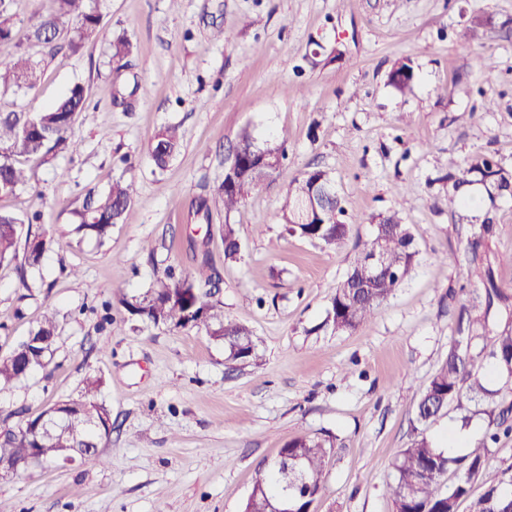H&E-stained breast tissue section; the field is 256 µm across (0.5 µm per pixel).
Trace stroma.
<instances>
[{"mask_svg": "<svg viewBox=\"0 0 512 512\" xmlns=\"http://www.w3.org/2000/svg\"><path fill=\"white\" fill-rule=\"evenodd\" d=\"M99 33L82 52L37 54L30 92L0 93V112L37 111L73 84L88 89L71 138L76 152L24 161L37 185L0 208L39 214L53 243L39 267L0 266V356L54 312L50 365L0 391V427L79 397L103 381L112 433L102 464L35 466L0 478L13 512H240L256 470L300 435L332 437L327 481L311 512H394L385 488L415 438V405L446 359L470 297L455 258L473 227L494 226L482 247L497 284L512 292V195L449 210L441 177L477 154L512 170V0H99ZM492 22L470 41L475 17ZM232 36L215 39V30ZM136 46L121 78L110 43ZM416 79L397 91L396 62ZM493 78H486V68ZM178 126L182 148L164 169L145 147ZM288 134V168L237 211L197 214L215 196L242 133ZM330 173L348 213L360 216L336 251L287 235L279 222L289 177ZM137 195L105 242L72 234L88 189L115 178ZM402 206L418 250L404 283L352 333L320 330L337 282L374 230L369 216ZM240 232L224 256V223ZM220 278L226 316L249 326L252 363L228 361L205 330L144 326L122 298L143 294L167 267ZM78 276H71V269ZM481 407L449 406L426 430L435 443L467 429L477 445ZM512 482V437L491 448L473 484Z\"/></svg>", "mask_w": 512, "mask_h": 512, "instance_id": "35a3bbf8", "label": "stroma"}]
</instances>
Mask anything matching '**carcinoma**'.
<instances>
[{"label":"carcinoma","mask_w":512,"mask_h":512,"mask_svg":"<svg viewBox=\"0 0 512 512\" xmlns=\"http://www.w3.org/2000/svg\"><path fill=\"white\" fill-rule=\"evenodd\" d=\"M94 0H45V9L31 20L25 29L16 27L11 12L12 0H0V91L32 90L38 81V62L30 50H54L65 39L68 50L78 53L86 40L94 36L101 16L93 7ZM135 46L127 38L112 43V59L120 62L133 54ZM88 101L87 88L76 83L50 108L38 112L11 111L0 113V197L15 195L31 185L34 173L18 165V158H35L49 162L58 153L74 148L69 133L76 115L84 111ZM287 137L267 141L261 148L271 162L269 175L263 179L253 173L261 158L255 156V141L247 134L239 140L240 152L231 186L218 189V201L228 215L238 209L251 195L265 190L270 181L284 174ZM182 136L179 127L161 129L148 143L147 156L153 164L164 168L180 151ZM498 167L497 177L489 180L491 187L512 182V173L487 155H474L454 166L445 178L452 182L448 207L466 205L460 193L471 177ZM323 170L312 168L288 182L281 224L290 235H298L336 250L345 244L350 224L344 217L341 201L329 203L337 211L339 222L331 214L310 206L317 192L315 183ZM137 190L132 182L119 177L109 191L86 194L77 210L76 232L105 239L112 227L125 223ZM38 215L26 219L0 209V265L23 258V266L41 263L51 240L46 234L32 231ZM493 231L492 224H483L472 234L470 257L455 260L458 277L468 284L481 285L471 307L461 310L455 325L456 336L448 356L427 385L419 387L417 421L427 427L441 413L463 400L476 401L483 412L492 416L495 428L468 453L448 456L423 433L403 449L395 463L396 477L386 485L395 512H456L460 500L471 495L472 484L488 460V444L512 435V384L497 389L487 386L491 371L512 377V326L497 331L489 323L492 315L512 317V294L495 282L491 264L479 254L481 241ZM379 250L386 257L383 270L366 266L365 259ZM240 253L239 231L236 225L224 223V255L234 258ZM418 255L408 225L403 223L400 210L377 217L374 234L357 244V256L338 283L330 299L324 327L336 333H346L371 320L380 306L400 287ZM210 279L195 281L187 276L167 272L154 281L138 298L123 300L128 318L144 325L165 326L172 330L203 329L217 341L224 342L228 359L246 363L255 358L253 332L246 325L224 315V306L212 299L207 289ZM57 323L48 313L37 329L19 343L6 357H0V387L19 382L27 375L47 366L54 355ZM103 381L89 378L82 394L76 399L56 401L45 409L61 425L45 430L42 416L27 419L14 428L0 431V465L25 468L27 461L50 462L60 448L85 446L91 441L103 446L112 429L107 419L112 413L99 400ZM334 448L333 440L297 436L281 448L279 458L261 466L241 512H274L291 474L282 463L297 470L304 484L294 497L295 512H310V507L326 483L327 460ZM458 473L457 481L446 486L443 477L448 470ZM470 512H512V488L491 486L472 502Z\"/></svg>","instance_id":"obj_1"}]
</instances>
